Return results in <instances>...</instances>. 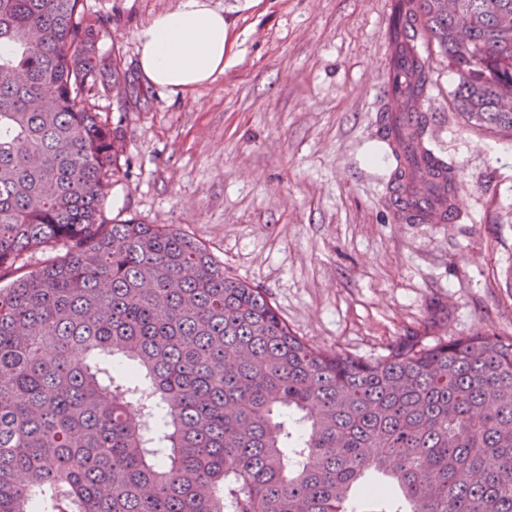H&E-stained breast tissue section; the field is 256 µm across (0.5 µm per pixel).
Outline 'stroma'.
<instances>
[{
  "label": "stroma",
  "mask_w": 512,
  "mask_h": 512,
  "mask_svg": "<svg viewBox=\"0 0 512 512\" xmlns=\"http://www.w3.org/2000/svg\"><path fill=\"white\" fill-rule=\"evenodd\" d=\"M180 0H84L112 18L125 93L100 94L126 175L105 219L169 224L226 273L265 289L309 345L357 358L403 336L512 334V138L458 114L431 47L436 153L457 169L454 224H398L377 137L392 51L391 0H211L224 73L182 94L146 86L136 33Z\"/></svg>",
  "instance_id": "1"
}]
</instances>
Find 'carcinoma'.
Wrapping results in <instances>:
<instances>
[{
    "label": "carcinoma",
    "mask_w": 512,
    "mask_h": 512,
    "mask_svg": "<svg viewBox=\"0 0 512 512\" xmlns=\"http://www.w3.org/2000/svg\"><path fill=\"white\" fill-rule=\"evenodd\" d=\"M392 10L394 218L452 224L415 41L448 56L468 122L512 134V0ZM110 25L84 0H0V269L66 246L0 288V512H355L357 491L369 512H512V336L328 354L198 241L105 220L124 156L92 103L123 84L97 51Z\"/></svg>",
    "instance_id": "1"
}]
</instances>
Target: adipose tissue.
Segmentation results:
<instances>
[{
  "label": "adipose tissue",
  "instance_id": "obj_1",
  "mask_svg": "<svg viewBox=\"0 0 512 512\" xmlns=\"http://www.w3.org/2000/svg\"><path fill=\"white\" fill-rule=\"evenodd\" d=\"M136 39L138 72L148 85L184 93L224 72V14L209 0H181L142 27Z\"/></svg>",
  "mask_w": 512,
  "mask_h": 512
}]
</instances>
